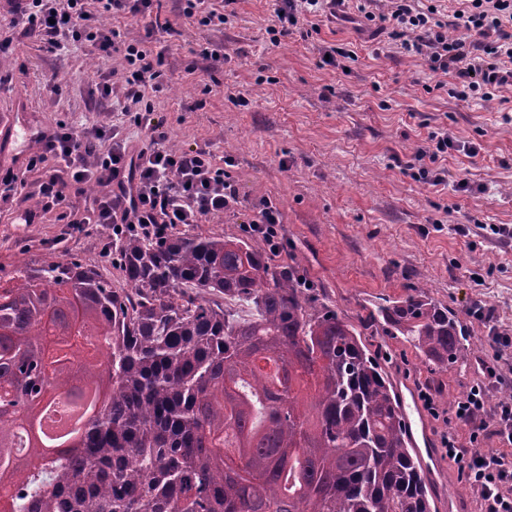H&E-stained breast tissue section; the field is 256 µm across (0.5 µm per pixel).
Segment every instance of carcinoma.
Returning a JSON list of instances; mask_svg holds the SVG:
<instances>
[{
  "instance_id": "carcinoma-1",
  "label": "carcinoma",
  "mask_w": 512,
  "mask_h": 512,
  "mask_svg": "<svg viewBox=\"0 0 512 512\" xmlns=\"http://www.w3.org/2000/svg\"><path fill=\"white\" fill-rule=\"evenodd\" d=\"M116 249L121 290L54 252L0 278V379L27 411L76 377L102 395L76 445L0 467L8 512H281L285 490L291 512H431L399 401L361 336L392 328L446 370L485 346L463 343L459 315L419 292L357 328L237 238L165 231ZM260 352L288 365L279 395ZM11 405L0 400V448Z\"/></svg>"
}]
</instances>
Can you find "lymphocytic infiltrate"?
Segmentation results:
<instances>
[{
    "instance_id": "1",
    "label": "lymphocytic infiltrate",
    "mask_w": 512,
    "mask_h": 512,
    "mask_svg": "<svg viewBox=\"0 0 512 512\" xmlns=\"http://www.w3.org/2000/svg\"><path fill=\"white\" fill-rule=\"evenodd\" d=\"M12 26L38 38L48 52L71 43H90L104 70L101 98L121 95L119 122L83 130L61 123L38 135L27 166L47 160L59 171L38 186L41 210L64 211L72 191L95 183L100 194L86 204L85 221L108 224L114 237L169 229L235 211L238 188L215 155L204 148L167 146L162 122L156 121L155 98L168 82V46L154 43L156 32L175 34L162 19L160 0H12ZM178 15L190 25L223 29L237 15L240 0H177ZM276 25L267 30L272 46L301 26L318 32L317 20H342L373 27L400 53L425 62L435 74L449 76L448 94L462 102L488 101L512 90V0H461L447 10L441 0H275ZM144 21L140 35L128 24ZM143 129L147 138L131 150L128 132ZM108 149H100L101 140ZM457 142L447 130L431 132L416 155L415 180L437 187L448 181L438 159ZM279 206L263 199L247 220V233L279 251ZM499 358L483 365L482 376L455 410L468 426L469 440L445 434L443 445L477 495L478 512H512V397L487 405L485 391L502 379Z\"/></svg>"
}]
</instances>
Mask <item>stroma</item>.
I'll use <instances>...</instances> for the list:
<instances>
[{
	"label": "stroma",
	"instance_id": "1",
	"mask_svg": "<svg viewBox=\"0 0 512 512\" xmlns=\"http://www.w3.org/2000/svg\"><path fill=\"white\" fill-rule=\"evenodd\" d=\"M161 3L178 30L159 36L169 47V87L156 100L167 144L231 157L239 190L237 210L207 219L198 232L244 237L243 223L260 199H274L288 247L268 260L307 272L313 306L358 323L385 301L423 290L464 317L466 339L486 341L493 327L512 337V242L488 231L492 224L512 226V121L503 119L498 102L427 93L437 77L421 60L325 21L309 39L293 34L270 46L273 0H240L237 19L221 31L184 24L176 0ZM10 9V0H0V37L11 42L0 66V118L17 117L34 133L52 132L63 121L85 127L108 122L111 110H98L94 101L101 65L91 47L77 43L45 52L9 27ZM325 41L351 44L358 59L349 72L317 67V47ZM208 42L224 53V64L200 56ZM205 83L212 87L207 95L201 92ZM229 90L244 105L228 101ZM19 102L24 112L13 113ZM441 127L457 141L477 144L479 153L471 158L449 151L448 183L433 187L403 169ZM35 148L30 140L9 145L17 163L0 200V269L9 275L56 251L124 287L111 228L82 221L83 193L72 197L73 223L54 210L20 223L24 211L36 210L43 170L55 166L50 160L43 170L27 169ZM462 180L467 190H457ZM477 303L491 321L471 316ZM364 342L390 380L416 393L428 388L439 409L422 415L433 436L421 464L435 512H476L474 494L441 439L449 431L466 438L453 402L479 380L493 344L486 341L478 355L441 371L399 334L383 332Z\"/></svg>",
	"mask_w": 512,
	"mask_h": 512
}]
</instances>
